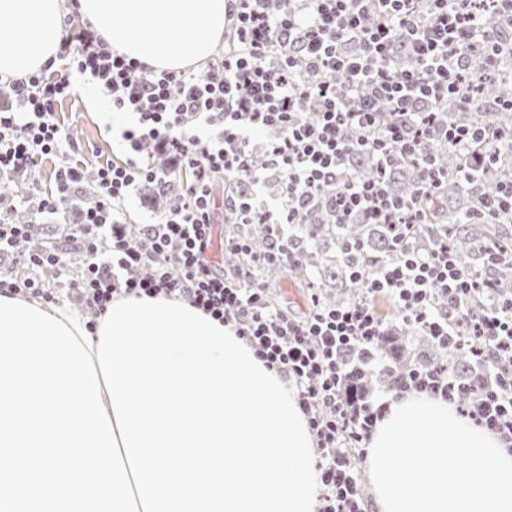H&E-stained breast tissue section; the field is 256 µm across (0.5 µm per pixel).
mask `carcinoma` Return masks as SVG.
I'll use <instances>...</instances> for the list:
<instances>
[{
    "instance_id": "obj_1",
    "label": "carcinoma",
    "mask_w": 512,
    "mask_h": 512,
    "mask_svg": "<svg viewBox=\"0 0 512 512\" xmlns=\"http://www.w3.org/2000/svg\"><path fill=\"white\" fill-rule=\"evenodd\" d=\"M512 95V82H494L485 89L489 99ZM448 118L459 123L484 124L492 127L512 124V114L507 112H473L458 114L448 105ZM437 163L448 170V190L439 194L436 202H428L432 223L420 228L422 235L438 244L448 242L456 254L464 274L482 271L488 247L503 246L505 252L495 267L497 287L502 293L512 292V223L486 224L475 216L473 200L475 189L455 182L454 174L471 164V158L438 152ZM349 172L359 178L378 176L371 158L363 153L353 156ZM512 177V167L499 164L482 179L478 189L491 193L497 184ZM385 182L390 192L407 197L413 193L417 177L407 164L393 165L386 170ZM331 211L323 208L307 219L305 224H291L286 236L298 245V260L294 268L319 281V295L329 304H348L361 297L362 282L374 277L385 264L396 259L393 249V233L387 224H334ZM269 224H254L247 228L252 237L254 250L267 247L272 235ZM396 342H386L381 352L387 361L380 382L389 383L398 377L403 366L413 363L432 367L446 364L462 381L476 385L479 376L473 372L470 354L465 348L446 352L436 349L432 343L418 348L409 336L414 330L397 327Z\"/></svg>"
}]
</instances>
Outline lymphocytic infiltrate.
<instances>
[{
  "mask_svg": "<svg viewBox=\"0 0 512 512\" xmlns=\"http://www.w3.org/2000/svg\"><path fill=\"white\" fill-rule=\"evenodd\" d=\"M233 44L201 74L155 70L112 53L89 28L65 26L68 66L86 75L112 100L116 112L137 114L125 130L128 157L95 172L98 201L70 237L84 255L70 268L66 251L33 249L29 227L0 219V253L14 254L13 269L0 270V289L58 303V289L42 272L68 274L91 317L123 295L188 301L230 325L267 369L292 385L315 440L319 487L315 512H366L360 474L351 456L365 445L381 418L355 370L376 372L377 343L388 330L371 305L385 294L401 320L431 336L441 349L468 347L485 383L463 405V382L447 366L409 368L387 390L400 397L424 393L461 408L465 417L495 433L512 451V296L464 312L466 302L490 296L488 274L465 275L448 247L418 249L413 238L426 214L417 199L436 196L444 178L434 143L470 154L459 170L471 185L487 172L476 145L496 149L512 142V127L444 122L445 107L467 112L481 103L512 112V97L485 101L486 85L512 62V0H230ZM405 50L409 65L397 63ZM10 87L23 111H0V179L34 172L43 156L70 136L57 123L58 103L74 93L68 76L38 72ZM371 155L378 178L346 175L350 158ZM412 165V196L392 197L382 178L391 164ZM189 173L183 191L140 225V243H129L121 220L124 199L140 183ZM235 174L244 191L226 194L234 223L299 224L321 203L335 223L364 215L394 230L395 261L364 284L361 299L343 306L310 294L307 317L277 308L261 281L294 258L290 242L275 239L253 253L244 234L224 239L240 263L217 271L212 260L214 182ZM280 179L274 201L261 194L270 175ZM82 167H60L55 187L38 196V213L56 214L71 203Z\"/></svg>",
  "mask_w": 512,
  "mask_h": 512,
  "instance_id": "lymphocytic-infiltrate-1",
  "label": "lymphocytic infiltrate"
}]
</instances>
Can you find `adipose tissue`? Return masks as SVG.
Masks as SVG:
<instances>
[{
	"label": "adipose tissue",
	"mask_w": 512,
	"mask_h": 512,
	"mask_svg": "<svg viewBox=\"0 0 512 512\" xmlns=\"http://www.w3.org/2000/svg\"><path fill=\"white\" fill-rule=\"evenodd\" d=\"M229 0H79L84 25L113 52L158 70H192L224 36ZM63 0H0V76L61 63ZM368 442L375 512H512V452L422 393L387 399Z\"/></svg>",
	"instance_id": "obj_1"
}]
</instances>
